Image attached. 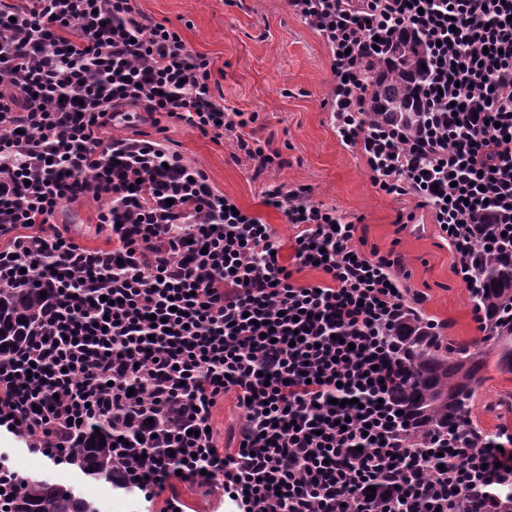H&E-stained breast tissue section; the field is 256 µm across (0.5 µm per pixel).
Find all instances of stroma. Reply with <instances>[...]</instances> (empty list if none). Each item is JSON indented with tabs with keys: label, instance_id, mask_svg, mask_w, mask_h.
Masks as SVG:
<instances>
[{
	"label": "stroma",
	"instance_id": "obj_1",
	"mask_svg": "<svg viewBox=\"0 0 512 512\" xmlns=\"http://www.w3.org/2000/svg\"><path fill=\"white\" fill-rule=\"evenodd\" d=\"M150 19L179 30L186 44L210 61L211 84L226 106L257 113L258 137L279 151L281 167L261 176L238 163L233 135L213 140L182 123L150 117L131 126L108 127L112 135H146L181 153L208 175L214 189L271 224L285 244L295 226L264 202L266 184L310 188L314 201L336 208L358 226V246L367 253L396 252L411 273L408 286L420 295L421 312L435 320L454 345H469L483 333L474 320L471 293L453 270V259L438 225L414 199L380 194L365 159L342 144L329 119L332 57L324 38L296 15L288 0H139ZM99 205L91 200L65 204L57 221L69 225L91 249H110L99 230ZM415 220L399 226L398 214ZM473 423L485 435L512 432V375L486 373L473 400ZM35 474L92 494L101 512H161L162 499L146 501L94 479L76 467L38 458Z\"/></svg>",
	"mask_w": 512,
	"mask_h": 512
}]
</instances>
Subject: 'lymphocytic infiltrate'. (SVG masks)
<instances>
[{
    "label": "lymphocytic infiltrate",
    "instance_id": "lymphocytic-infiltrate-1",
    "mask_svg": "<svg viewBox=\"0 0 512 512\" xmlns=\"http://www.w3.org/2000/svg\"><path fill=\"white\" fill-rule=\"evenodd\" d=\"M289 4L331 49L339 138L378 192L429 209L472 283L473 252L512 246V0ZM409 31L430 51L414 125L362 122L375 41ZM209 65L139 0H0V289L52 296L0 359V428L54 460L98 420L154 433L121 468L163 512L181 507V483L222 487L240 512H467L472 494L512 493L511 434L418 440L396 413L401 255L367 256L356 224L272 184L266 205L298 229L284 260L271 225L235 215L179 152L101 138L114 112L140 107L233 134L255 175L280 165L250 132L256 114L214 94ZM87 198L103 204L109 250L54 221ZM314 265L324 281L295 279ZM229 394L245 418L232 454L210 431Z\"/></svg>",
    "mask_w": 512,
    "mask_h": 512
}]
</instances>
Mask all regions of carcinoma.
<instances>
[{"label":"carcinoma","instance_id":"cac0c4a2","mask_svg":"<svg viewBox=\"0 0 512 512\" xmlns=\"http://www.w3.org/2000/svg\"><path fill=\"white\" fill-rule=\"evenodd\" d=\"M425 63L424 41L413 34H396L384 66L368 85L363 119L370 123L380 114L395 123L408 122L417 111L427 77ZM475 266L479 276L471 296L475 310L486 321V336L481 340L469 346H445L415 312L396 328L394 341L404 378L394 402L403 411L399 416L403 425L415 433L460 434L482 442L483 433L469 421L482 372L491 364L501 373L512 374V251L501 249L491 258L479 254ZM47 302L36 287L0 291V356L24 346L29 325ZM135 444L137 439L115 437L110 427L94 423L78 447L71 449L69 461L95 479L115 485L120 481L115 449ZM7 512H100V508L94 497L33 474L12 492Z\"/></svg>","mask_w":512,"mask_h":512}]
</instances>
